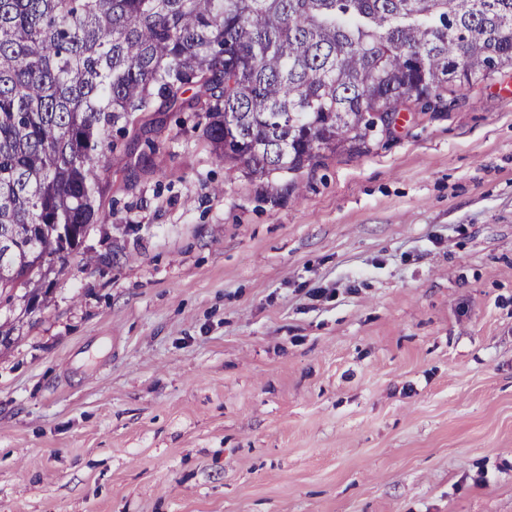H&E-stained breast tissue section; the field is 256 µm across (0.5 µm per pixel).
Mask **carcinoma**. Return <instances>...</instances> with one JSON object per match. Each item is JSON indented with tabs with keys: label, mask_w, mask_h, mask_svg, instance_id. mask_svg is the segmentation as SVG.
Returning <instances> with one entry per match:
<instances>
[{
	"label": "carcinoma",
	"mask_w": 512,
	"mask_h": 512,
	"mask_svg": "<svg viewBox=\"0 0 512 512\" xmlns=\"http://www.w3.org/2000/svg\"><path fill=\"white\" fill-rule=\"evenodd\" d=\"M509 71L512 0H0V303L104 221L105 152L156 115L263 177Z\"/></svg>",
	"instance_id": "cac0c4a2"
}]
</instances>
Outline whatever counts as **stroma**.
Returning a JSON list of instances; mask_svg holds the SVG:
<instances>
[{
	"label": "stroma",
	"instance_id": "obj_1",
	"mask_svg": "<svg viewBox=\"0 0 512 512\" xmlns=\"http://www.w3.org/2000/svg\"><path fill=\"white\" fill-rule=\"evenodd\" d=\"M149 139L0 305V512H512V73L293 174Z\"/></svg>",
	"mask_w": 512,
	"mask_h": 512
}]
</instances>
